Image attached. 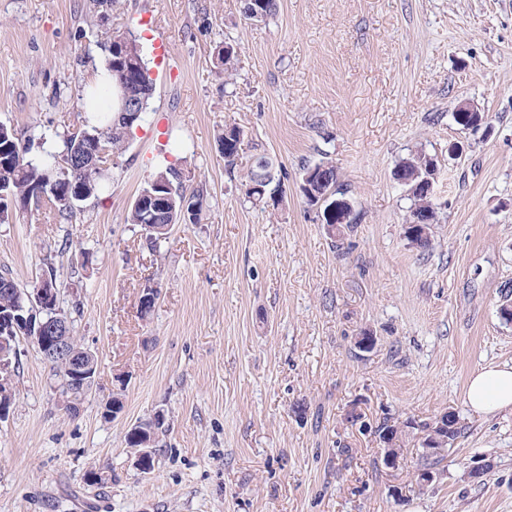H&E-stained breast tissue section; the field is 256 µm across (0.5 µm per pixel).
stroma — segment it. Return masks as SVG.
<instances>
[{"label": "stroma", "instance_id": "stroma-1", "mask_svg": "<svg viewBox=\"0 0 512 512\" xmlns=\"http://www.w3.org/2000/svg\"><path fill=\"white\" fill-rule=\"evenodd\" d=\"M241 8L123 0L112 34L137 30L149 55L159 25L173 54L151 69L126 153L71 222L32 206L0 224V269L32 289L56 268L99 369L70 415L20 341L0 512H512V411L480 416L466 398L475 370L512 363L498 314L512 284V0H279L265 23ZM99 23L94 0H0V123L34 138L37 158L83 123ZM224 40L241 54L229 85L211 59ZM465 101L490 127L454 122ZM227 124L244 131L231 173L216 143ZM325 150L358 213L339 245L298 189L301 164ZM412 150L438 160L425 248L406 237L392 174ZM262 153L287 174L274 208L239 191ZM175 159L208 207L155 253L126 213ZM148 278L160 295L144 318ZM115 396L123 408L105 418ZM448 410L461 435L417 483L414 425ZM157 415L166 432L146 473L127 435ZM386 418L403 427L393 465L376 434ZM102 468L111 484L87 486Z\"/></svg>", "mask_w": 512, "mask_h": 512}]
</instances>
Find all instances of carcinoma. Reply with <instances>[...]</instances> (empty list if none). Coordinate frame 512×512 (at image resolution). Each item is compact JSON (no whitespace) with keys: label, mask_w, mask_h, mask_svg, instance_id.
I'll return each instance as SVG.
<instances>
[{"label":"carcinoma","mask_w":512,"mask_h":512,"mask_svg":"<svg viewBox=\"0 0 512 512\" xmlns=\"http://www.w3.org/2000/svg\"><path fill=\"white\" fill-rule=\"evenodd\" d=\"M278 7V0H254L251 13L246 19L253 22H265L272 18ZM125 39L123 55L117 56L113 52L114 35L109 29L100 30V41L104 52L103 69L107 73L106 87H94L85 93L86 104L92 106L103 96L110 94L116 97V105L106 109L98 108L88 113L84 124L78 133H69L64 137L63 148L53 155V161L41 164L28 157L30 148L25 146L17 136L14 129L6 126L0 129V163L14 158L21 159L17 166L9 168L0 167V183L8 186L14 200L30 198L37 189L58 188L66 186L64 176L59 173L56 159L66 154L77 156L81 153L82 141L90 138L105 139L112 148V156L119 158L126 151L129 138L136 125L126 122L123 105L136 102L140 112H146L149 100L153 96L154 83L144 59L142 46L135 34L128 30L121 34ZM239 52L237 44L229 41L219 42L213 49L212 65L216 72L224 76V82L234 79L238 70ZM456 124L466 130H476L479 124L487 123L489 116L485 112H463L456 110L453 114ZM244 139L243 130L237 126L225 129L219 134V142L223 146L224 165L233 168ZM437 161L434 157L423 153H411L399 159L395 166V174L405 181L402 185L405 199L409 202V215L407 237L420 248L429 245L430 224L436 219L435 190L430 182L435 180ZM301 184L310 187L304 198L308 205L322 212L323 224L327 233L334 238L344 236L346 230L356 223L355 201L350 196V188L341 180L336 166L330 159L329 152H324L322 159L317 162L304 163L300 167ZM166 187L169 203L160 206L147 201V196L154 193L156 186ZM87 196L75 202L72 209H59L57 215L63 220H69L76 212L81 210L82 204L96 198L106 188L104 176L100 175L92 182L86 183ZM243 194L246 201L254 206H274L281 187V179L272 160L266 155L256 157L242 180ZM346 200L350 206L339 212L326 214L327 207L334 199ZM149 202L148 207L142 203ZM194 209V223L201 222L207 208V194L201 186L189 184L184 169L176 162H168L155 170L141 188L133 202L130 204L126 223L133 226V231L144 236L148 249L157 251L163 241L168 239L169 233L162 235L147 228L149 224H178L181 220L182 209ZM28 307V298L25 288L21 287L10 272L0 273V313L7 314L18 307ZM33 348L46 360L57 380L58 398L63 408L70 412L72 408L81 404L91 388L70 376V364L66 361L53 358L38 344ZM162 419L156 417L146 420L133 427L128 434V444L135 451L143 448H154L159 443V432L162 431ZM380 442L397 444L399 441V427L390 420L385 419L377 427ZM460 435L458 416L448 412V434L442 443L439 452L434 454L421 453L423 470L433 471L444 458L448 446L452 445Z\"/></svg>","instance_id":"obj_1"}]
</instances>
